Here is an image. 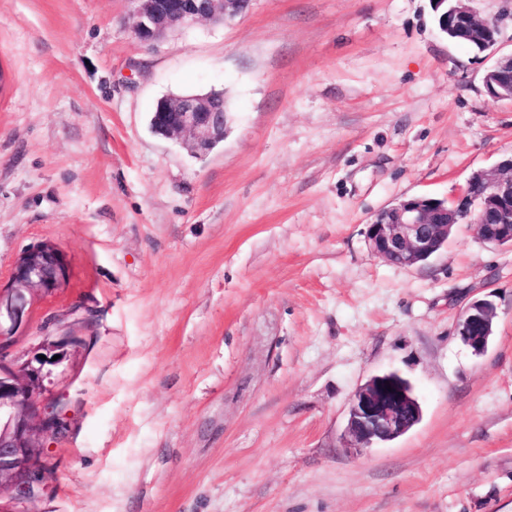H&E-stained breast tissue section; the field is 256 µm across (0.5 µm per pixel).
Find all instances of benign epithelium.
<instances>
[{"label":"benign epithelium","instance_id":"benign-epithelium-1","mask_svg":"<svg viewBox=\"0 0 512 512\" xmlns=\"http://www.w3.org/2000/svg\"><path fill=\"white\" fill-rule=\"evenodd\" d=\"M133 36L151 49L168 33L208 21H233L247 12L246 0H130ZM448 21L441 26L490 49L497 43V24L479 16L468 0H453ZM488 92L512 99V53L500 56L484 77ZM153 121L169 139L188 138L191 150L203 155L224 140L230 121L224 101L211 93L161 98ZM472 224L483 241L512 248V156L492 170L477 171L450 200L416 196L374 214L366 239L372 255L393 265L412 268L425 263L448 243L456 226ZM69 280L64 253L49 241H37L15 260L7 283L0 284V494L16 501L35 495L49 470L47 435H57L50 413L35 409L37 397L49 391L54 370L71 360L82 339L65 332L47 334L32 349L3 365L16 336L30 322L33 305L55 295ZM496 305L477 300L460 314L456 335L476 354L486 349L488 327ZM58 359H53V356ZM416 406L403 385L385 373L371 376L352 395L345 435L363 451L395 439L416 423L401 406Z\"/></svg>","mask_w":512,"mask_h":512}]
</instances>
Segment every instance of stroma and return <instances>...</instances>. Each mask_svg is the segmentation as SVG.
Masks as SVG:
<instances>
[{
    "label": "stroma",
    "instance_id": "1",
    "mask_svg": "<svg viewBox=\"0 0 512 512\" xmlns=\"http://www.w3.org/2000/svg\"><path fill=\"white\" fill-rule=\"evenodd\" d=\"M470 6L495 48L448 41L431 0H253L152 49L129 0H0V281L40 240L70 269L12 351L84 340L17 512H512V248L463 224L403 268L365 235L512 153L484 84L512 0ZM185 90L230 106L208 154L150 129ZM480 299L478 356L456 322ZM390 370L423 418L353 454L349 400ZM496 317L497 307L493 302L474 301L460 314L456 323V334L464 344L473 349L475 354H482L486 349L487 329Z\"/></svg>",
    "mask_w": 512,
    "mask_h": 512
}]
</instances>
